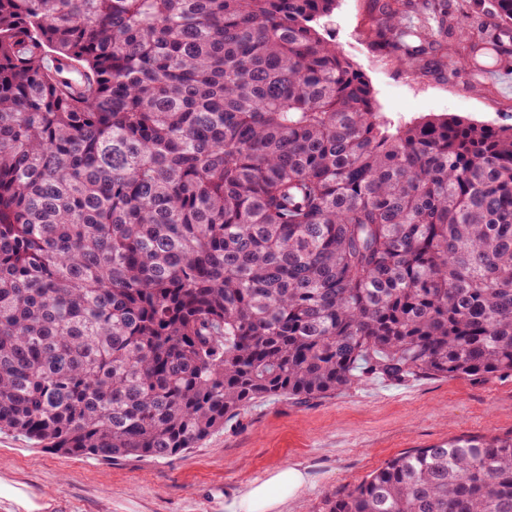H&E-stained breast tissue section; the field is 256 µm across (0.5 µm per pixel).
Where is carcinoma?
Returning <instances> with one entry per match:
<instances>
[{
  "label": "carcinoma",
  "mask_w": 512,
  "mask_h": 512,
  "mask_svg": "<svg viewBox=\"0 0 512 512\" xmlns=\"http://www.w3.org/2000/svg\"><path fill=\"white\" fill-rule=\"evenodd\" d=\"M336 2L0 0V430L159 460L269 396L512 376V126L392 125ZM368 11L398 63L441 51L448 0ZM324 512H512V435Z\"/></svg>",
  "instance_id": "cac0c4a2"
}]
</instances>
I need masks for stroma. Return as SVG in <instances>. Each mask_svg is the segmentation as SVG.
Masks as SVG:
<instances>
[{
  "label": "stroma",
  "instance_id": "35a3bbf8",
  "mask_svg": "<svg viewBox=\"0 0 512 512\" xmlns=\"http://www.w3.org/2000/svg\"><path fill=\"white\" fill-rule=\"evenodd\" d=\"M324 35L365 75L378 111L394 124L457 115L512 125V91L501 92L451 64L402 68L372 46L366 0H337ZM512 433V377L477 383L423 376L362 381L299 405L253 403L195 447L164 460L70 457L25 435L0 432V479L46 512H224L226 502L290 466L307 483L281 512H322L333 494L413 448L462 435Z\"/></svg>",
  "mask_w": 512,
  "mask_h": 512
}]
</instances>
